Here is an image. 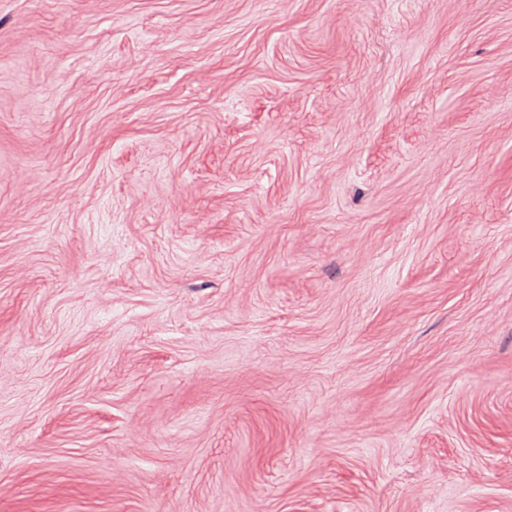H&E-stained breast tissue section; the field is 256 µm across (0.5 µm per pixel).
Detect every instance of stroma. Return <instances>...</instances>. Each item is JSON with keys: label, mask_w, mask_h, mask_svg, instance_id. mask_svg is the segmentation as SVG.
Here are the masks:
<instances>
[{"label": "stroma", "mask_w": 512, "mask_h": 512, "mask_svg": "<svg viewBox=\"0 0 512 512\" xmlns=\"http://www.w3.org/2000/svg\"><path fill=\"white\" fill-rule=\"evenodd\" d=\"M0 512H512V0H0Z\"/></svg>", "instance_id": "stroma-1"}]
</instances>
